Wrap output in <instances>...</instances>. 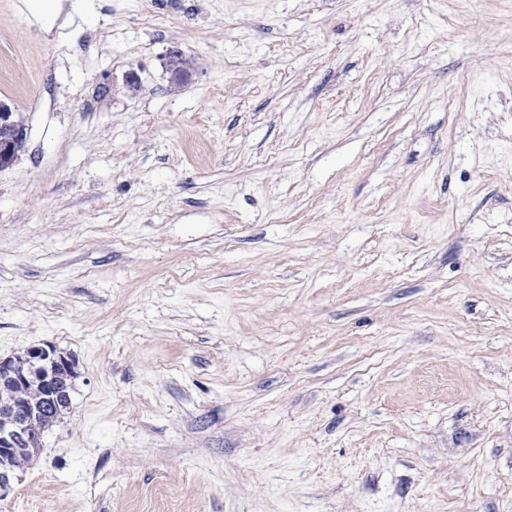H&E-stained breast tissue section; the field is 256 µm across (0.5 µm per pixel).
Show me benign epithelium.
I'll use <instances>...</instances> for the list:
<instances>
[{
    "label": "benign epithelium",
    "instance_id": "1",
    "mask_svg": "<svg viewBox=\"0 0 512 512\" xmlns=\"http://www.w3.org/2000/svg\"><path fill=\"white\" fill-rule=\"evenodd\" d=\"M37 377L45 400L51 404L68 401V380L74 377V369L66 354L51 345L33 346L24 370L15 367L12 359L0 358V386L9 392L8 402L0 405L1 456L21 458L25 449L41 442L32 425L34 405L30 397L31 382Z\"/></svg>",
    "mask_w": 512,
    "mask_h": 512
}]
</instances>
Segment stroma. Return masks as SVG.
Listing matches in <instances>:
<instances>
[{
    "instance_id": "35a3bbf8",
    "label": "stroma",
    "mask_w": 512,
    "mask_h": 512,
    "mask_svg": "<svg viewBox=\"0 0 512 512\" xmlns=\"http://www.w3.org/2000/svg\"><path fill=\"white\" fill-rule=\"evenodd\" d=\"M89 2L0 0V512H512V0ZM24 11L43 25H52L60 14L59 0H25ZM13 117L14 112H12L11 107L6 102L0 101V125L2 126L0 127V139L3 141L12 140L10 155L3 154L6 151L7 146L4 143H0V153L3 154L1 156V164H5L13 156L17 157L18 153H21L24 150L25 143L23 140H27L28 137V129L24 123L17 126V133L21 139L15 138L12 128L3 127L6 124H14ZM68 354L58 352L51 345H37L29 349L26 370L14 366L12 358H0V386L9 392L8 402L0 401V455L23 458L25 448L34 457L41 436L32 425L35 406L30 397V385L39 374L43 385V399L49 403H67L68 380L74 377L73 363ZM50 365L51 369H48Z\"/></svg>"
}]
</instances>
